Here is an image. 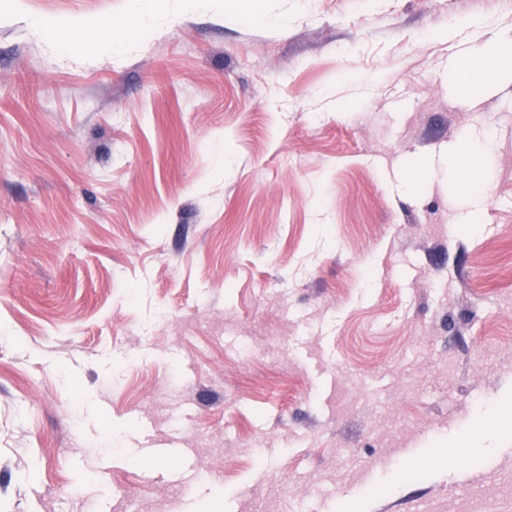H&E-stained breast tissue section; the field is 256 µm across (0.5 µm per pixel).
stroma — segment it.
I'll return each mask as SVG.
<instances>
[{"label": "stroma", "instance_id": "obj_1", "mask_svg": "<svg viewBox=\"0 0 512 512\" xmlns=\"http://www.w3.org/2000/svg\"><path fill=\"white\" fill-rule=\"evenodd\" d=\"M243 3L0 14V512H512V0ZM493 142L494 133L492 130L487 129L476 140L464 142L459 152V158L468 168L477 169L484 152L490 149Z\"/></svg>", "mask_w": 512, "mask_h": 512}]
</instances>
